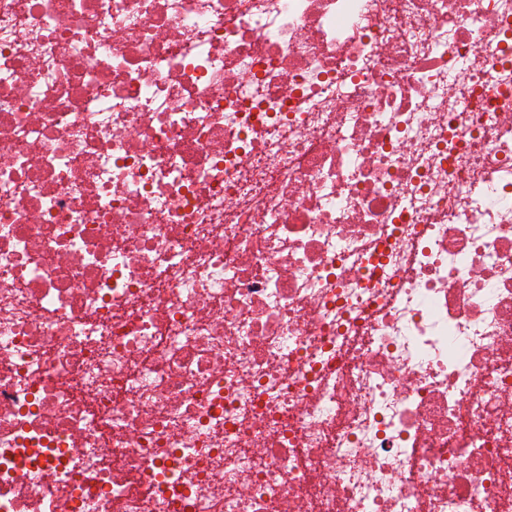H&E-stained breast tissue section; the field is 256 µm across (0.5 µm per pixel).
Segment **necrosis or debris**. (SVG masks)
Returning <instances> with one entry per match:
<instances>
[{"label": "necrosis or debris", "mask_w": 512, "mask_h": 512, "mask_svg": "<svg viewBox=\"0 0 512 512\" xmlns=\"http://www.w3.org/2000/svg\"><path fill=\"white\" fill-rule=\"evenodd\" d=\"M0 512H512V0H0Z\"/></svg>", "instance_id": "necrosis-or-debris-1"}]
</instances>
